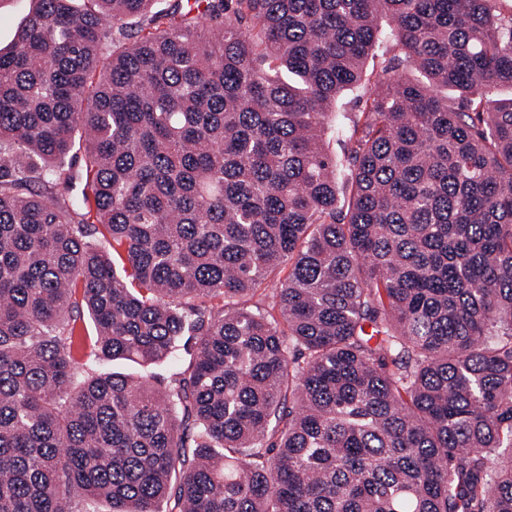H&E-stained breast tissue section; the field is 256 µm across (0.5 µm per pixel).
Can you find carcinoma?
Wrapping results in <instances>:
<instances>
[{"label":"carcinoma","instance_id":"obj_1","mask_svg":"<svg viewBox=\"0 0 512 512\" xmlns=\"http://www.w3.org/2000/svg\"><path fill=\"white\" fill-rule=\"evenodd\" d=\"M16 40L0 512H512V4L35 0ZM192 348L188 346V350H182L181 357L175 361L168 362L166 364L152 367V368H140L138 366L127 364L124 361H114L104 363L99 367L100 371L112 372L113 371H123V372H139L143 375L147 376H157L158 380L162 381L163 384L168 383L171 379L175 377V374L178 373L181 367L184 364H187L189 361L188 353L192 352Z\"/></svg>","mask_w":512,"mask_h":512}]
</instances>
